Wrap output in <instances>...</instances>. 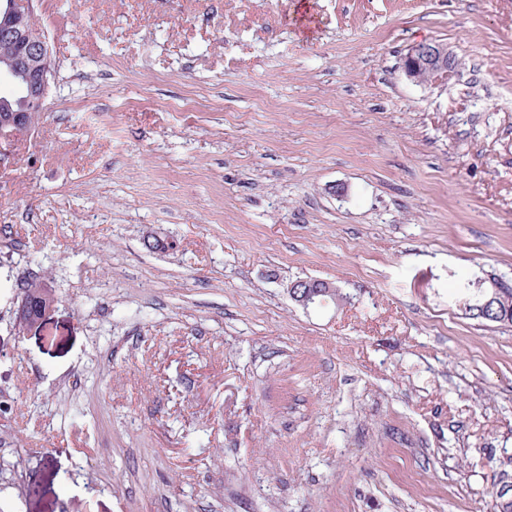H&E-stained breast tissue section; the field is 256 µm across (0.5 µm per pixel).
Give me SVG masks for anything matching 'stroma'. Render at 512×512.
I'll list each match as a JSON object with an SVG mask.
<instances>
[{"label":"stroma","mask_w":512,"mask_h":512,"mask_svg":"<svg viewBox=\"0 0 512 512\" xmlns=\"http://www.w3.org/2000/svg\"><path fill=\"white\" fill-rule=\"evenodd\" d=\"M0 140V512H493L512 0H37ZM445 86L402 70L419 42ZM164 248H154V241ZM350 304L304 313L292 281ZM57 296L20 320L21 286ZM1 1V0H0ZM33 0H2L0 3L1 78L11 83L19 78L24 84L23 104L18 108L22 93L20 85L10 86L8 93L0 91V138L29 132L41 117L55 65L48 38L34 22ZM458 62L448 47L438 42H421L404 57L403 72L416 84H445L457 72ZM474 281L475 278H464L461 279L458 283L457 287L455 288V297L456 299L460 298L461 296L464 297H473L478 292L479 289L482 288V285L485 283H489L491 288H494L495 292L497 288H500L499 291V297L496 303L493 304V306L483 314V316H476V317H470L475 320L480 321H489V322H496L501 323L498 319L500 316H506L502 318L501 320H510L509 314L511 317L512 323V285L507 284L506 282H503L502 288L500 287V281L498 278L493 277L490 274H487L486 277H478L476 279L477 288H474ZM509 313V314H508Z\"/></svg>","instance_id":"1"}]
</instances>
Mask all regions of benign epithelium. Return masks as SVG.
Listing matches in <instances>:
<instances>
[{
  "label": "benign epithelium",
  "mask_w": 512,
  "mask_h": 512,
  "mask_svg": "<svg viewBox=\"0 0 512 512\" xmlns=\"http://www.w3.org/2000/svg\"><path fill=\"white\" fill-rule=\"evenodd\" d=\"M458 62L448 47L438 42H421L410 47L404 57L403 72L416 84H445L457 72ZM0 78L10 83L20 79L25 96L18 110L0 114V138L32 130L41 117L55 65L48 38L34 22L33 0H0ZM331 287L325 280H296L287 286L290 298L308 311L317 306V297ZM40 305L32 311L28 297L21 300V316L29 323L39 321L56 302L47 287L39 289Z\"/></svg>",
  "instance_id": "1"
}]
</instances>
